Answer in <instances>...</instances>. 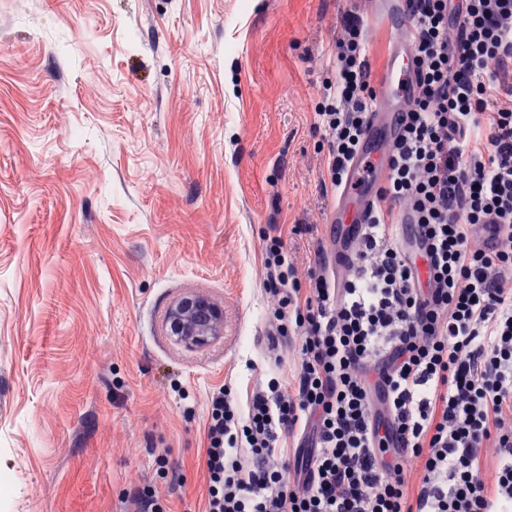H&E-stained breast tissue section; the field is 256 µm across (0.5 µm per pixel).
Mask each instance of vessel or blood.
<instances>
[{"label": "vessel or blood", "instance_id": "obj_1", "mask_svg": "<svg viewBox=\"0 0 512 512\" xmlns=\"http://www.w3.org/2000/svg\"><path fill=\"white\" fill-rule=\"evenodd\" d=\"M386 73V81L376 99L370 115V127L366 133L370 147L351 164L347 182L331 206V223L345 232L369 223V211L374 197L366 193L364 187L370 180L383 182L387 175L388 168L383 154L376 151L375 146L380 138L391 132L393 114L410 94L412 69L409 51L393 53Z\"/></svg>", "mask_w": 512, "mask_h": 512}]
</instances>
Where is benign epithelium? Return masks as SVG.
<instances>
[{
	"instance_id": "7a95c632",
	"label": "benign epithelium",
	"mask_w": 512,
	"mask_h": 512,
	"mask_svg": "<svg viewBox=\"0 0 512 512\" xmlns=\"http://www.w3.org/2000/svg\"><path fill=\"white\" fill-rule=\"evenodd\" d=\"M166 330L189 349L208 346L224 332V310L216 302L196 294L179 298L169 309Z\"/></svg>"
}]
</instances>
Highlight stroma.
Wrapping results in <instances>:
<instances>
[{"mask_svg":"<svg viewBox=\"0 0 512 512\" xmlns=\"http://www.w3.org/2000/svg\"><path fill=\"white\" fill-rule=\"evenodd\" d=\"M386 0H0V512H203L209 394L246 401L267 349L262 247L327 238L313 110L328 43ZM186 294L224 310L189 350ZM166 330L176 342L189 349L208 346L224 332V310L200 295L187 294L169 309Z\"/></svg>","mask_w":512,"mask_h":512,"instance_id":"1","label":"stroma"}]
</instances>
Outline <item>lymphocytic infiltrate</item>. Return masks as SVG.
<instances>
[{
  "label": "lymphocytic infiltrate",
  "mask_w": 512,
  "mask_h": 512,
  "mask_svg": "<svg viewBox=\"0 0 512 512\" xmlns=\"http://www.w3.org/2000/svg\"><path fill=\"white\" fill-rule=\"evenodd\" d=\"M412 91L343 272L265 237L291 380L207 402L204 512H512V0H403ZM314 114L342 188L376 100L363 20Z\"/></svg>",
  "instance_id": "1"
}]
</instances>
